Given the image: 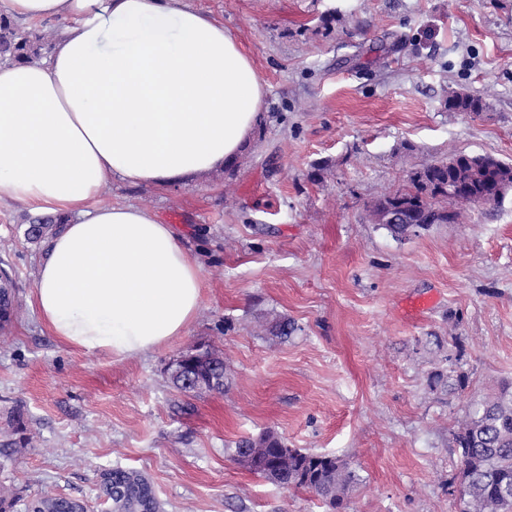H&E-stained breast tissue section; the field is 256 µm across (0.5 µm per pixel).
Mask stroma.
Returning <instances> with one entry per match:
<instances>
[{
	"label": "stroma",
	"instance_id": "35a3bbf8",
	"mask_svg": "<svg viewBox=\"0 0 512 512\" xmlns=\"http://www.w3.org/2000/svg\"><path fill=\"white\" fill-rule=\"evenodd\" d=\"M222 21L266 85L235 165L158 189L110 181L103 202L173 225L200 263L183 336L124 360L70 349L33 306L44 245L30 211L0 203V267L17 315L0 334V440L22 411L26 448L0 485L105 512L98 473L143 472L166 512H330L232 461L227 444L272 430L347 459L344 512H458L452 432L473 401L512 382V193L405 241L368 205L457 153L512 164V0H185ZM457 90L480 114L449 111ZM284 314L296 330L271 336ZM224 358L223 392L192 398L168 363L197 344ZM450 356L465 389H430Z\"/></svg>",
	"mask_w": 512,
	"mask_h": 512
}]
</instances>
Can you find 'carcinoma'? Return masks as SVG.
Here are the masks:
<instances>
[{"instance_id": "1", "label": "carcinoma", "mask_w": 512, "mask_h": 512, "mask_svg": "<svg viewBox=\"0 0 512 512\" xmlns=\"http://www.w3.org/2000/svg\"><path fill=\"white\" fill-rule=\"evenodd\" d=\"M54 40L53 33L20 29L10 13L0 10L1 64L37 61L52 50ZM484 108L485 102L479 96L448 94L450 111L478 113ZM459 167L465 171L462 177L446 166L427 164L417 170L405 189L372 201V223L402 241L434 224L451 223L447 200L450 184L456 185L458 193L472 205L483 203L498 183L512 188V164L501 162L495 170L487 171L482 159L463 154ZM26 221L25 241L37 245L60 232L69 218L46 215L28 217ZM267 331L286 339L295 331V324L280 315L268 323ZM183 374L214 383V392L224 391V359L208 347L198 364L186 365ZM429 385L462 389L467 385V377L452 368L446 372L436 370L429 377ZM453 440L460 461L456 479L465 502L464 512H512V384L502 386L491 399L472 403ZM256 447L273 449L272 456L278 465L268 461L253 463L248 466L249 471L286 489H307L334 509L342 507L349 488L357 480L345 459L290 448L271 430L254 439H240L225 453L240 464L244 449ZM98 486L111 501L114 512H164L150 479L138 470L119 466L104 469L98 474ZM34 501L44 505L47 512H71L69 498L62 495L44 493L34 497ZM19 502L14 489L0 486V512H17Z\"/></svg>"}]
</instances>
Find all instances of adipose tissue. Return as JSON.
Returning a JSON list of instances; mask_svg holds the SVG:
<instances>
[{
    "instance_id": "ef3b65f1",
    "label": "adipose tissue",
    "mask_w": 512,
    "mask_h": 512,
    "mask_svg": "<svg viewBox=\"0 0 512 512\" xmlns=\"http://www.w3.org/2000/svg\"><path fill=\"white\" fill-rule=\"evenodd\" d=\"M66 20L47 60L0 65V202L71 221L45 243L34 290L68 347L118 359L184 334L204 283L172 225L103 186L166 188L231 166L265 85L241 44L183 0H6Z\"/></svg>"
}]
</instances>
